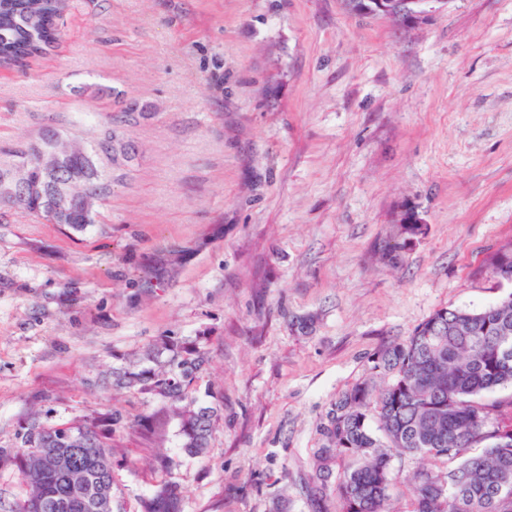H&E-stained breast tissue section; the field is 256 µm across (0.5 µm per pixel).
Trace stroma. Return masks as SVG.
<instances>
[{
    "label": "stroma",
    "mask_w": 512,
    "mask_h": 512,
    "mask_svg": "<svg viewBox=\"0 0 512 512\" xmlns=\"http://www.w3.org/2000/svg\"><path fill=\"white\" fill-rule=\"evenodd\" d=\"M50 54L0 66V151L46 131L129 145L84 231L0 205V452L47 426L162 414L113 382L198 343L204 456L122 427L125 512L158 478L184 512H309L336 398L441 308L512 293V0L403 28L343 0H61ZM423 221L400 231L404 206Z\"/></svg>",
    "instance_id": "stroma-1"
}]
</instances>
